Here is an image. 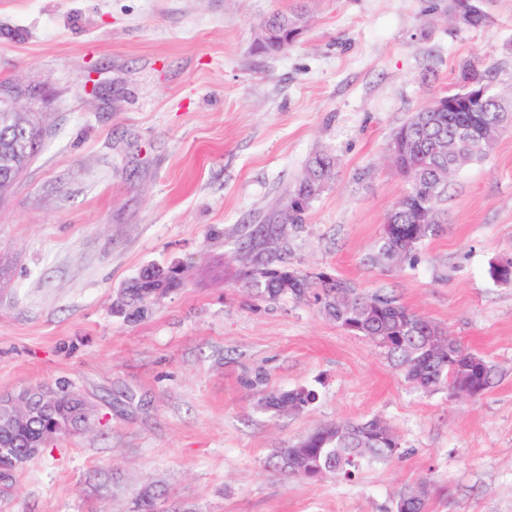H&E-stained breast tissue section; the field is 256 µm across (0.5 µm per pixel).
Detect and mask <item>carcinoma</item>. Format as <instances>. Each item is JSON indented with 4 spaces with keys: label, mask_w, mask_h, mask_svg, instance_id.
<instances>
[{
    "label": "carcinoma",
    "mask_w": 512,
    "mask_h": 512,
    "mask_svg": "<svg viewBox=\"0 0 512 512\" xmlns=\"http://www.w3.org/2000/svg\"><path fill=\"white\" fill-rule=\"evenodd\" d=\"M512 89L491 90L490 96L475 112H435V102L421 106L403 127L421 143V149L401 159L396 168L406 182L403 195H418L431 210L432 223L416 237L408 235L416 223L415 212L397 201L388 212L380 237L378 261L397 266L414 256L418 246L441 232L439 206L448 181L472 161L485 155V129L495 136L498 125L512 124V108L504 103ZM41 131L26 112L13 114L12 123L0 127V157L13 169L22 170L37 153ZM334 158L327 154L313 157L304 176L290 194L284 217L276 224H262L255 233L264 244H278L286 239L288 225L302 223L308 204L331 179ZM183 270L178 265L138 274L125 288L112 311L129 323L143 319L151 310L160 289L172 290L181 284ZM245 288L255 298L276 301L290 295L308 298L321 312L344 329L356 324L354 334L367 339L399 368L405 379L430 391L452 390L467 384L482 392L494 385L496 373L481 355L466 348L435 322L415 313L396 300L367 295L351 281L327 273L304 274L283 264L277 250L259 251L240 274ZM32 391L48 396L44 412L15 422L0 432V495L9 492L15 474L35 458L29 446L44 444L76 433L74 421L83 419L90 427L95 405L67 383L36 386ZM318 398L313 389L277 391L263 398L264 406L276 413L300 411ZM394 433L381 420L339 422L319 426L295 443L273 449L268 465L286 477L309 480L334 478L352 480L361 466L391 460L399 447L388 442ZM416 488L403 489L397 500L408 505V512H429V497L417 499ZM134 512H159L156 497L148 489L134 499Z\"/></svg>",
    "instance_id": "1"
}]
</instances>
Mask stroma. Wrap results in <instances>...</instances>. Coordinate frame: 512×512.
<instances>
[{
  "label": "stroma",
  "mask_w": 512,
  "mask_h": 512,
  "mask_svg": "<svg viewBox=\"0 0 512 512\" xmlns=\"http://www.w3.org/2000/svg\"><path fill=\"white\" fill-rule=\"evenodd\" d=\"M0 0V84L21 89L42 145L0 197V396L66 382L99 408L88 430L21 469L0 512H393L430 482V512H512V127L448 183L413 260H373L405 183L388 160L420 106L463 66L512 87V0ZM301 11L285 53L255 44L265 17ZM330 182L286 259L383 294L496 368L475 399L425 392L307 300L247 296V226L276 223L308 158ZM182 263L184 284L142 321L112 301L141 268ZM317 400L265 411L271 391ZM383 419L400 456L351 481L287 478L272 449L312 429Z\"/></svg>",
  "instance_id": "35a3bbf8"
}]
</instances>
